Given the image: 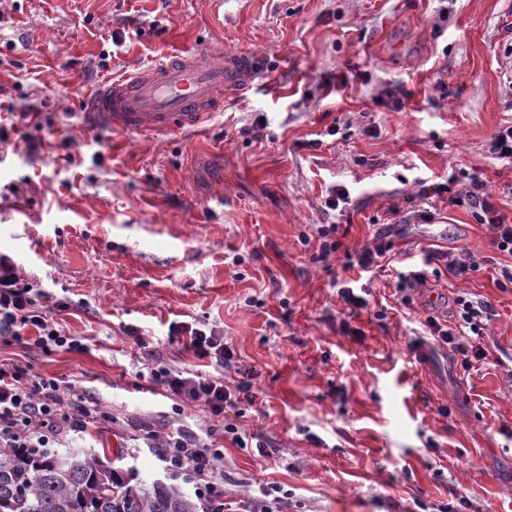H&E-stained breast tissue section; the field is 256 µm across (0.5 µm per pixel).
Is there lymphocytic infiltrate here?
<instances>
[{
	"instance_id": "lymphocytic-infiltrate-1",
	"label": "lymphocytic infiltrate",
	"mask_w": 512,
	"mask_h": 512,
	"mask_svg": "<svg viewBox=\"0 0 512 512\" xmlns=\"http://www.w3.org/2000/svg\"><path fill=\"white\" fill-rule=\"evenodd\" d=\"M453 202L468 206L478 223L492 229L493 246L512 256V224L497 213L481 180H473L471 191L454 197ZM454 305L453 320L427 316L428 337L415 339L413 345L418 348L428 341L435 347H448L460 354L461 364L466 367L471 359L483 356L481 347L471 344L470 339L483 336L493 307L489 302L461 295L455 298ZM175 332L195 359L214 367H233L235 353L219 331L183 323L176 326ZM0 340L22 341L45 354L83 348L47 313L39 295L21 282L5 256H0ZM149 376L154 385L181 403L204 405L206 412L203 431L184 424L172 432H151L155 457L171 474L195 478V493L207 502L211 512H226L224 476L218 466L223 450L215 441L226 434H237V426L226 422L224 415L240 411L242 405H254L252 382H242L231 391L223 379L162 364L151 366ZM105 418V412L90 405L75 385L41 375L28 365L0 364L1 448H51L70 434L87 432Z\"/></svg>"
}]
</instances>
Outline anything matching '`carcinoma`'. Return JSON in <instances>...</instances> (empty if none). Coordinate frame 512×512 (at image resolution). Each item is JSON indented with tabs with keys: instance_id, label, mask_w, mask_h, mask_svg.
Masks as SVG:
<instances>
[{
	"instance_id": "obj_1",
	"label": "carcinoma",
	"mask_w": 512,
	"mask_h": 512,
	"mask_svg": "<svg viewBox=\"0 0 512 512\" xmlns=\"http://www.w3.org/2000/svg\"><path fill=\"white\" fill-rule=\"evenodd\" d=\"M174 485L130 479L92 452L0 448V512H200Z\"/></svg>"
}]
</instances>
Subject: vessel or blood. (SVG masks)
Segmentation results:
<instances>
[{
    "label": "vessel or blood",
    "mask_w": 512,
    "mask_h": 512,
    "mask_svg": "<svg viewBox=\"0 0 512 512\" xmlns=\"http://www.w3.org/2000/svg\"><path fill=\"white\" fill-rule=\"evenodd\" d=\"M255 60L242 52L170 54L105 81L90 105L98 119L129 134L193 128L224 109V94L254 85Z\"/></svg>",
    "instance_id": "obj_1"
}]
</instances>
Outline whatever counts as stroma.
I'll list each match as a JSON object with an SVG mask.
<instances>
[{
	"label": "stroma",
	"instance_id": "obj_1",
	"mask_svg": "<svg viewBox=\"0 0 512 512\" xmlns=\"http://www.w3.org/2000/svg\"><path fill=\"white\" fill-rule=\"evenodd\" d=\"M208 50L248 52L260 76L201 129L125 134L89 114L107 78ZM510 125L512 0H0V254L85 346L0 343V361L108 413L62 447L170 484L144 430L203 412L175 414L127 330L210 375L174 331L204 324L238 357L225 386L253 375L241 435L276 451L224 438L226 502L275 483L288 512H512V291L496 286L512 258L449 200L481 177L512 224V160L490 150ZM338 186L346 205L325 211ZM321 224L341 243L324 261ZM386 226L387 269H346ZM429 252L481 268L402 305L397 271ZM347 283L370 310L349 314ZM460 295L493 304L483 357L466 369L441 349L420 366L411 337Z\"/></svg>",
	"mask_w": 512,
	"mask_h": 512
}]
</instances>
